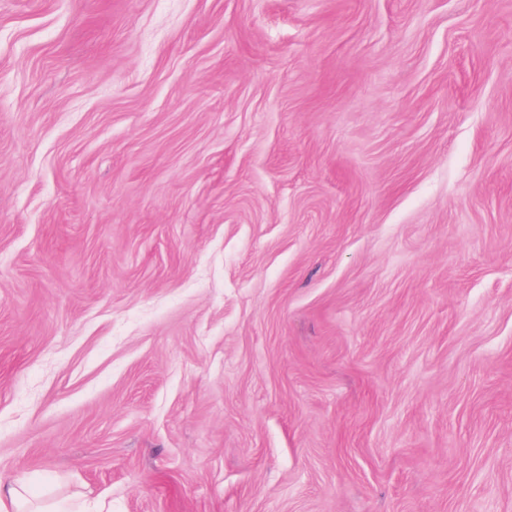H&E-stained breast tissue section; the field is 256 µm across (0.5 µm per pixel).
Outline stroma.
<instances>
[{"mask_svg":"<svg viewBox=\"0 0 512 512\" xmlns=\"http://www.w3.org/2000/svg\"><path fill=\"white\" fill-rule=\"evenodd\" d=\"M17 477L512 512V0H0Z\"/></svg>","mask_w":512,"mask_h":512,"instance_id":"1","label":"stroma"}]
</instances>
